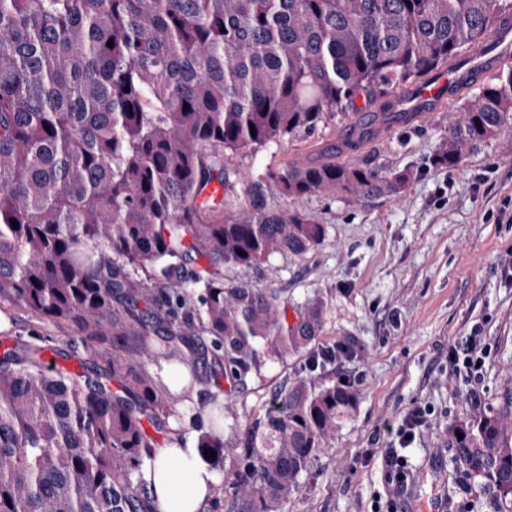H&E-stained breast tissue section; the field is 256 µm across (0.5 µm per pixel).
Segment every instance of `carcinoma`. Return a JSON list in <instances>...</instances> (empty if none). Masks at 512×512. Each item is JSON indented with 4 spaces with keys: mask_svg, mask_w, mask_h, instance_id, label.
<instances>
[{
    "mask_svg": "<svg viewBox=\"0 0 512 512\" xmlns=\"http://www.w3.org/2000/svg\"><path fill=\"white\" fill-rule=\"evenodd\" d=\"M511 13L512 0H0V302L80 332L50 360L39 336L0 354V512H155L144 423L165 428L197 385L196 447L233 452L229 512H282L357 392L298 377L242 424L206 389H244L322 335V298L290 322L287 291L249 277L326 235L268 196H386L410 172L268 168L234 205L207 188L239 175L232 156L347 118L359 93L437 71ZM399 116L350 130L367 140ZM511 125L509 69L433 166ZM198 257L209 264L185 278ZM223 265L246 276L227 282ZM503 401L451 422L446 447L512 512V389Z\"/></svg>",
    "mask_w": 512,
    "mask_h": 512,
    "instance_id": "cac0c4a2",
    "label": "carcinoma"
}]
</instances>
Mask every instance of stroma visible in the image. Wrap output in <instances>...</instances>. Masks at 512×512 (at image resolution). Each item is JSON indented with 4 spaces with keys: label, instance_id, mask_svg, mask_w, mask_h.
Listing matches in <instances>:
<instances>
[{
    "label": "stroma",
    "instance_id": "1",
    "mask_svg": "<svg viewBox=\"0 0 512 512\" xmlns=\"http://www.w3.org/2000/svg\"><path fill=\"white\" fill-rule=\"evenodd\" d=\"M489 80L474 77L449 103L380 125L367 141L349 142L347 127L329 123L232 159L243 175L233 187L238 199L244 177L316 159L412 171L397 195L304 198L301 208L326 226L324 241L301 257H272L254 276L259 286L287 289L292 311L327 299L319 344L354 351L326 365L325 376L350 383L358 398L283 512H423L434 499L447 502L446 512H497L492 489L456 478L443 440L450 420L499 408L512 381V128L456 169L430 164ZM76 333L0 302V344L36 334L62 346ZM469 336L488 348L473 376L448 364L449 348ZM306 358L269 363L246 391L231 394L237 413L269 403L276 386L303 373ZM416 405L428 415L405 445L399 429ZM397 460L403 489L393 480Z\"/></svg>",
    "mask_w": 512,
    "mask_h": 512
}]
</instances>
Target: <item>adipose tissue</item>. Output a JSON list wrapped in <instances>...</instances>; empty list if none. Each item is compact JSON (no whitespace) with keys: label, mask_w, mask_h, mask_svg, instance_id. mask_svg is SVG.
Masks as SVG:
<instances>
[{"label":"adipose tissue","mask_w":512,"mask_h":512,"mask_svg":"<svg viewBox=\"0 0 512 512\" xmlns=\"http://www.w3.org/2000/svg\"><path fill=\"white\" fill-rule=\"evenodd\" d=\"M145 479L157 512H206L212 501L209 486L220 474L202 459L195 442L184 438L156 448Z\"/></svg>","instance_id":"adipose-tissue-1"}]
</instances>
